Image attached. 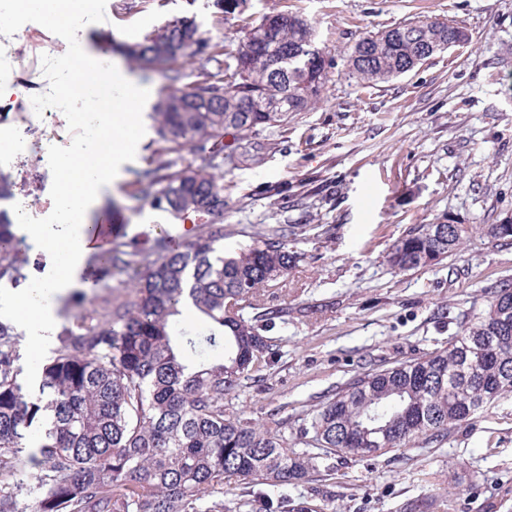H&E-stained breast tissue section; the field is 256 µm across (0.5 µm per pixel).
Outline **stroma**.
Listing matches in <instances>:
<instances>
[{
    "mask_svg": "<svg viewBox=\"0 0 512 512\" xmlns=\"http://www.w3.org/2000/svg\"><path fill=\"white\" fill-rule=\"evenodd\" d=\"M309 19L334 64L319 102L288 126L273 129L280 146L259 167L224 171V251L250 245L272 224L291 225L288 248L300 256L266 287L265 306L281 309L269 332L275 353L224 397V412L245 422L284 423L289 448L311 440L306 415L368 370L412 360L447 345L463 322L484 311L492 287L512 281V244L491 239L488 225L512 218V0H248L235 19L218 20L212 0H98L73 33L18 17L0 30V77L19 92L0 112L18 157L0 162V214L24 210L42 219L55 172L48 153L76 142V96L52 116L25 111L34 92L71 81L75 42L91 51L101 33L134 41L166 22L189 19L207 43L237 48L246 23L270 12ZM424 17L451 19L467 45L438 54L413 71L372 88L349 76L347 57L359 37ZM41 71L39 89L23 79ZM150 154L135 153L120 181L105 191L93 222L124 208L128 239L195 233L127 192ZM278 187L277 195L267 186ZM455 221L469 232L434 266L397 274L391 245L419 224ZM119 278L102 280L88 257L69 297L120 298ZM288 495L317 512H512V392L501 395L440 446L411 447L363 459H317L309 480Z\"/></svg>",
    "mask_w": 512,
    "mask_h": 512,
    "instance_id": "stroma-1",
    "label": "stroma"
}]
</instances>
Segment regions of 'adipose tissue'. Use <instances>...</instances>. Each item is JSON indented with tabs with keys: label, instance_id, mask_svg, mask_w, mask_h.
Wrapping results in <instances>:
<instances>
[{
	"label": "adipose tissue",
	"instance_id": "1",
	"mask_svg": "<svg viewBox=\"0 0 512 512\" xmlns=\"http://www.w3.org/2000/svg\"><path fill=\"white\" fill-rule=\"evenodd\" d=\"M81 73L91 92L101 80H108L112 109L85 113L94 136L54 157L58 179L43 220L34 224L25 213L17 215L18 236L48 259L36 284L22 292L0 290V317L14 319L37 352L55 328L57 299L76 287L77 276L93 250L87 216L97 209L102 193L121 178L140 130L136 108L148 93L144 84L116 64L103 68L91 63Z\"/></svg>",
	"mask_w": 512,
	"mask_h": 512
}]
</instances>
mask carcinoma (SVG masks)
<instances>
[{
  "instance_id": "carcinoma-1",
  "label": "carcinoma",
  "mask_w": 512,
  "mask_h": 512,
  "mask_svg": "<svg viewBox=\"0 0 512 512\" xmlns=\"http://www.w3.org/2000/svg\"><path fill=\"white\" fill-rule=\"evenodd\" d=\"M413 25L432 42L469 39L450 19L399 24L359 39L349 74L373 87L430 60L423 43L404 34ZM312 30L301 16L266 14L244 27L235 51L213 44L188 86L179 61L200 52L194 21L122 44L136 60L168 65L169 92L152 113L157 138L132 196L198 231L180 245L164 232L144 246L113 234L98 261L104 277L127 276L129 297L61 326L35 395L18 382L19 333L0 320V512H224L226 476L280 487L308 479L322 455L379 456L420 438L440 444L512 392V285L503 283L447 346L371 369L323 402L310 418L315 453L287 448L278 428L224 414V395L272 351L262 332L278 311L261 303L260 291L297 261L282 226L224 255V166L261 163L276 146L261 132L319 101L329 51L310 39ZM253 40L264 54L250 51ZM467 233L419 224L395 241L388 262L396 273L436 264ZM27 262L13 226L0 219V281L21 277ZM185 306L204 335L176 327ZM31 429L41 431L34 448L24 443ZM245 506L316 512L307 500L264 490Z\"/></svg>"
}]
</instances>
